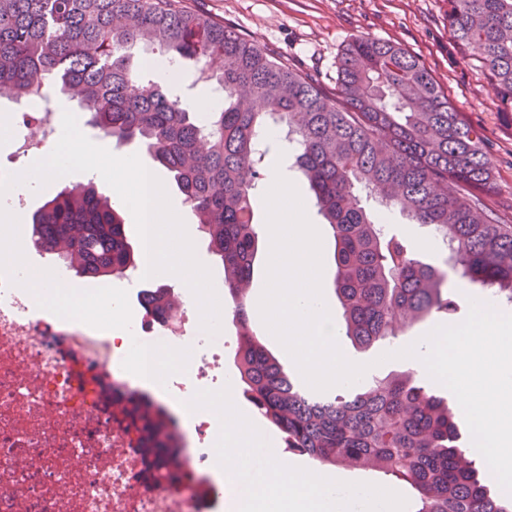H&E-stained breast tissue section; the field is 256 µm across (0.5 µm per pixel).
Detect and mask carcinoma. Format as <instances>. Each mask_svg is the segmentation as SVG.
Returning <instances> with one entry per match:
<instances>
[{
    "mask_svg": "<svg viewBox=\"0 0 512 512\" xmlns=\"http://www.w3.org/2000/svg\"><path fill=\"white\" fill-rule=\"evenodd\" d=\"M448 33L512 109V0H447ZM196 69L224 88L202 116L168 90L143 85L131 48ZM77 100L87 123L118 143L137 141L170 173L224 267L240 326L236 368L254 408L288 449L319 467L379 472L409 486L415 512H512L488 473L458 446L456 414L412 368L372 376L345 393L315 391L287 372L249 328L258 252L256 188L269 149L263 128L287 129L295 164L331 229L342 335L367 350L434 313L454 314L448 272L375 221L368 202L394 208L446 244L445 263L479 295L512 302V225L490 203L494 165L482 132L459 112L420 58L372 38L348 43L327 92L181 0H0V92L42 96L44 82ZM34 246L80 277L135 264L123 219L89 182L58 192L32 216ZM162 323L183 307L165 285L144 294Z\"/></svg>",
    "mask_w": 512,
    "mask_h": 512,
    "instance_id": "carcinoma-1",
    "label": "carcinoma"
}]
</instances>
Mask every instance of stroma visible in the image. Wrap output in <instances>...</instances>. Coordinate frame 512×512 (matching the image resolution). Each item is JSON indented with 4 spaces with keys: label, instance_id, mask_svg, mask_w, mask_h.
Here are the masks:
<instances>
[{
    "label": "stroma",
    "instance_id": "stroma-1",
    "mask_svg": "<svg viewBox=\"0 0 512 512\" xmlns=\"http://www.w3.org/2000/svg\"><path fill=\"white\" fill-rule=\"evenodd\" d=\"M184 5L275 51L328 91L336 84L339 55L354 39L396 43L417 55L457 109L483 132L494 163L497 207L501 215H512V110L500 106L495 86L452 43L445 0H184ZM295 185L321 234L323 297L336 313L329 228L303 178Z\"/></svg>",
    "mask_w": 512,
    "mask_h": 512
}]
</instances>
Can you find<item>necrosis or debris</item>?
<instances>
[{
	"mask_svg": "<svg viewBox=\"0 0 512 512\" xmlns=\"http://www.w3.org/2000/svg\"><path fill=\"white\" fill-rule=\"evenodd\" d=\"M58 125L50 101L18 105L1 140L6 170L46 151ZM150 323L132 336L40 311L27 289L0 276V512H219L212 476L216 422L192 413V431L174 438L191 451L179 467L156 450L159 416L128 386L117 356L143 349ZM178 353L162 391L185 403L224 387V338L204 332L191 311L161 324Z\"/></svg>",
	"mask_w": 512,
	"mask_h": 512,
	"instance_id": "4bbe7bcc",
	"label": "necrosis or debris"
}]
</instances>
